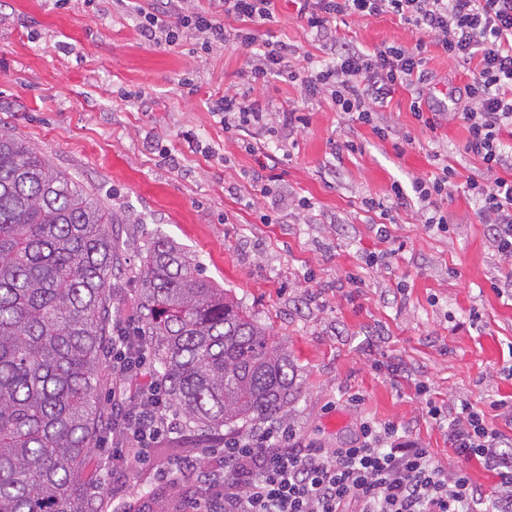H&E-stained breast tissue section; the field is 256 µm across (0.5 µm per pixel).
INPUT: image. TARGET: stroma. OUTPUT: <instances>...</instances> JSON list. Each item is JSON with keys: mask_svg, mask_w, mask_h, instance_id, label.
<instances>
[{"mask_svg": "<svg viewBox=\"0 0 512 512\" xmlns=\"http://www.w3.org/2000/svg\"><path fill=\"white\" fill-rule=\"evenodd\" d=\"M151 0H0V128L20 135L57 167L92 189L114 220L121 267L112 277V323L137 321L142 254L160 236L195 257L204 278L231 292L267 327L297 370L299 394L284 420L303 441L344 448L364 420L401 423L446 465L455 456L445 429L425 416L417 382L446 405L512 395V298L495 280L508 271L476 214L467 177L480 162L462 150L461 122L437 131L414 116V98L454 105L465 99L470 65L429 47L422 88H399L377 107L376 121L410 136L395 150L370 126L351 123L330 99L302 100L299 85L272 80L256 98L271 112L270 129L224 130L207 101L230 90L247 93V52L229 42L205 53L187 38L159 50L141 37L138 8ZM261 39L291 44L314 69L328 61L290 0ZM339 37L360 50L382 43L413 45L411 25L392 15L337 23ZM306 124L281 130L289 106ZM354 142L356 151L345 149ZM279 156L269 187L249 179L263 155ZM453 165L460 180L441 202L450 230L422 223L419 204L387 215L363 198L385 197L393 183ZM268 214L272 223H261ZM387 223L397 250L386 264L366 266L380 250ZM393 373L377 370V363ZM148 463L128 471L123 499L153 512H192L188 486L160 470L186 447L199 470L219 462L223 432L182 425L164 435ZM112 434L104 432L83 472L102 512H110Z\"/></svg>", "mask_w": 512, "mask_h": 512, "instance_id": "obj_1", "label": "stroma"}]
</instances>
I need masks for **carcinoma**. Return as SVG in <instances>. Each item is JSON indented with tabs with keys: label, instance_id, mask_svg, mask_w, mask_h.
<instances>
[{
	"label": "carcinoma",
	"instance_id": "carcinoma-1",
	"mask_svg": "<svg viewBox=\"0 0 512 512\" xmlns=\"http://www.w3.org/2000/svg\"><path fill=\"white\" fill-rule=\"evenodd\" d=\"M118 250L91 189L0 133V512H100L83 470L112 429L96 391ZM142 263L137 323L168 403L204 430L279 418L296 369L268 329L174 243Z\"/></svg>",
	"mask_w": 512,
	"mask_h": 512
}]
</instances>
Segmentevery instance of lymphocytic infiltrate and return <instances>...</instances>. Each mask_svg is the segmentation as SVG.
<instances>
[{"mask_svg": "<svg viewBox=\"0 0 512 512\" xmlns=\"http://www.w3.org/2000/svg\"><path fill=\"white\" fill-rule=\"evenodd\" d=\"M306 27L321 39L329 58L311 72L294 63L295 51L282 42L259 41L258 25L271 22L274 0H211L207 9L190 0H157L139 14L141 36L154 47L178 46L194 35L201 50L227 40L248 50L243 74L250 90H263L285 75L300 84L304 99L330 96L351 121L370 126L380 139L391 127L375 122V106L392 90L424 83L425 53L439 46L449 59L473 64L465 87L467 106L456 112L468 137L465 154L478 158L484 176L466 183L485 223L493 247L512 261V145L502 135L512 128V0H292ZM392 14L410 24L418 38L413 47L391 44L365 53L336 38V22L345 16ZM239 21L227 33L223 20ZM226 131L264 126L259 100L227 93L215 100ZM458 176L443 165L434 179H415L412 188L429 229L448 232V215L439 198L450 193ZM141 337L117 331L112 338V380L126 386L128 397L112 417V427L126 438L127 451H114L113 467L142 463L153 443L173 432L177 421L162 397L147 364ZM427 418L448 431V446L457 458L446 467L428 449L401 435L397 424L363 422L359 438L345 448H318L293 443L289 431L224 442L223 464L201 483L207 512H512V439L494 425L512 422V399L462 400L447 409L434 397L424 399ZM479 463L495 478L491 492H481L468 466Z\"/></svg>", "mask_w": 512, "mask_h": 512, "instance_id": "obj_1", "label": "lymphocytic infiltrate"}]
</instances>
